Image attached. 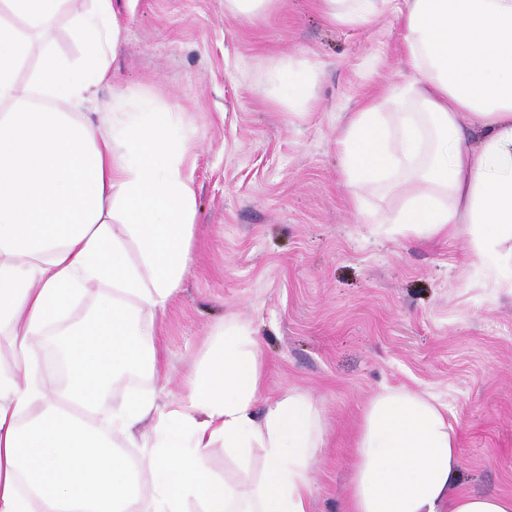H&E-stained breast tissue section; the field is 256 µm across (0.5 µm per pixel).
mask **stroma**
Masks as SVG:
<instances>
[{
	"label": "stroma",
	"mask_w": 512,
	"mask_h": 512,
	"mask_svg": "<svg viewBox=\"0 0 512 512\" xmlns=\"http://www.w3.org/2000/svg\"><path fill=\"white\" fill-rule=\"evenodd\" d=\"M124 26L113 94L170 109L196 191L190 262L153 320L157 373L115 382L98 412L148 393L179 398L221 324L250 326L265 360L262 397L305 391L325 444L310 465L311 512H348L347 486L368 401L404 387L448 406L463 491L512 495V290L466 233L396 237L363 223L336 140L370 98L414 81L404 28L384 12L358 27L315 0H271L250 17L224 0H112ZM308 62L311 105L268 84L278 63ZM364 195V194H361ZM376 213L399 202L364 195Z\"/></svg>",
	"instance_id": "stroma-1"
}]
</instances>
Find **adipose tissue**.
<instances>
[{"label": "adipose tissue", "instance_id": "1", "mask_svg": "<svg viewBox=\"0 0 512 512\" xmlns=\"http://www.w3.org/2000/svg\"><path fill=\"white\" fill-rule=\"evenodd\" d=\"M73 0H0V512H310L320 414L297 389L255 407L262 360L243 325L219 327L186 392L133 394L94 412L114 380L159 365L149 316L187 269L195 189L169 132L174 114L113 97L121 132L84 112L109 82L121 25L112 0L76 13L83 57L45 36ZM357 27L399 12L415 81L353 113L337 141L342 174L385 188L399 209L355 208L394 236H455L501 257L512 244V0H320ZM95 291L93 312L63 326ZM52 336L66 382L43 354ZM151 420L137 461L122 452ZM263 453L248 488L214 481L216 446ZM460 453L442 405L386 389L368 403L349 486L351 512H512V495L457 491Z\"/></svg>", "mask_w": 512, "mask_h": 512}]
</instances>
